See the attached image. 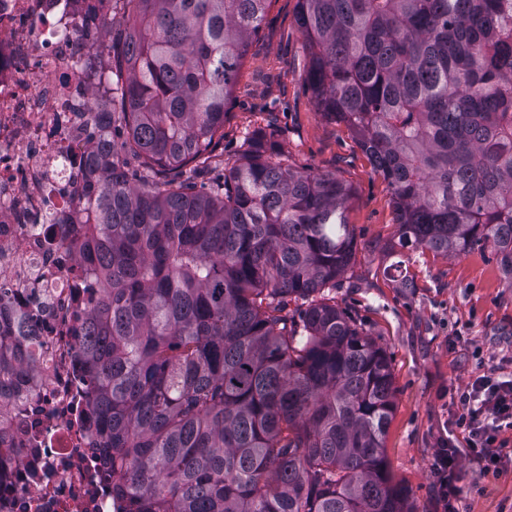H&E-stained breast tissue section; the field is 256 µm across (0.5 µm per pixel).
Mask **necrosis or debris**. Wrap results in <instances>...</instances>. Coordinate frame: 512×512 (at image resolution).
<instances>
[{
	"label": "necrosis or debris",
	"instance_id": "obj_1",
	"mask_svg": "<svg viewBox=\"0 0 512 512\" xmlns=\"http://www.w3.org/2000/svg\"><path fill=\"white\" fill-rule=\"evenodd\" d=\"M108 2L0 0V291L19 300L40 342L36 378L0 416L20 447L0 480V512L118 509L82 366L97 283L50 242L89 203L87 154L107 131L92 17Z\"/></svg>",
	"mask_w": 512,
	"mask_h": 512
}]
</instances>
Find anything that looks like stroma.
<instances>
[{
  "label": "stroma",
  "instance_id": "35a3bbf8",
  "mask_svg": "<svg viewBox=\"0 0 512 512\" xmlns=\"http://www.w3.org/2000/svg\"><path fill=\"white\" fill-rule=\"evenodd\" d=\"M297 0H271L225 106V161L247 136L266 133L273 150L300 172H332L351 189L347 219L355 258L336 303L362 322L392 360L395 408L385 438L393 483L417 512H445L432 470L441 442L462 443L451 424L457 392L480 364L512 362V288L488 250L460 257L397 248L386 183L348 130L315 106L304 80L306 47ZM459 512H512V458L494 472L461 455Z\"/></svg>",
  "mask_w": 512,
  "mask_h": 512
}]
</instances>
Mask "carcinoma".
<instances>
[{
    "label": "carcinoma",
    "instance_id": "cac0c4a2",
    "mask_svg": "<svg viewBox=\"0 0 512 512\" xmlns=\"http://www.w3.org/2000/svg\"><path fill=\"white\" fill-rule=\"evenodd\" d=\"M122 2L99 195L59 241L100 283L83 367L120 512H414L390 357L336 306L350 188L258 136L209 176L268 0ZM298 2L316 107L386 182L397 245L489 247L512 286V0ZM37 345L0 294V410Z\"/></svg>",
    "mask_w": 512,
    "mask_h": 512
}]
</instances>
